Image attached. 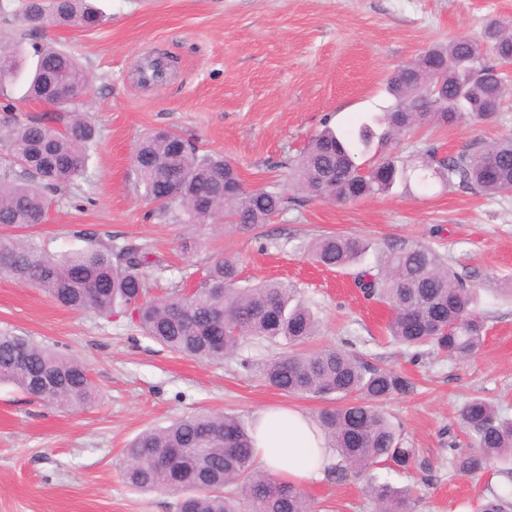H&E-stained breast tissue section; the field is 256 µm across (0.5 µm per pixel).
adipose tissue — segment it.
<instances>
[{"label":"adipose tissue","mask_w":512,"mask_h":512,"mask_svg":"<svg viewBox=\"0 0 512 512\" xmlns=\"http://www.w3.org/2000/svg\"><path fill=\"white\" fill-rule=\"evenodd\" d=\"M250 436L256 463L279 479L302 485L335 459L316 423L300 410L270 405L254 415Z\"/></svg>","instance_id":"obj_1"}]
</instances>
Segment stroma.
<instances>
[{
  "instance_id": "stroma-1",
  "label": "stroma",
  "mask_w": 512,
  "mask_h": 512,
  "mask_svg": "<svg viewBox=\"0 0 512 512\" xmlns=\"http://www.w3.org/2000/svg\"><path fill=\"white\" fill-rule=\"evenodd\" d=\"M22 3L0 0V41L27 52L50 41L75 56L90 77L83 110L96 128L86 177L48 191L45 221L28 231L35 243L51 254L111 239L144 246L160 266L148 279L154 297L193 287L217 256L235 259L243 282L288 283L320 320L311 347H340L413 384L381 409L415 449V464L378 468L379 481L412 487L415 512H474L479 498L511 486L495 470L461 476L450 461L473 443L458 424L468 399H487L512 418V196L487 198L437 179L346 203L296 190L286 211L255 229L199 228L181 207L146 201L133 155L144 134L167 128L233 162L246 187L287 190L292 160L323 126L358 129L390 105L385 87L395 69L449 38L480 35L490 19L512 20V0H94L103 14L97 27L36 30ZM150 57L169 64L151 85L139 76ZM510 133L512 98L492 121L425 126L384 150L415 164L430 147L445 158ZM326 233L371 240L368 266L391 245L437 251L481 290L480 350L459 359L392 340L389 310L355 285L361 266L331 271L309 260L306 245ZM187 237L199 248L186 260ZM0 329L79 358L97 392L75 412L0 384V512H178L176 496L138 491L121 477L122 451L141 431L202 411L246 425L274 402L312 418L336 404L266 384L261 369L278 344L246 339L223 361L200 363L142 336L124 316L63 308L4 274ZM304 489L317 512H375L358 476L326 472Z\"/></svg>"
}]
</instances>
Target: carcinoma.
Returning <instances> with one entry per match:
<instances>
[{
    "mask_svg": "<svg viewBox=\"0 0 512 512\" xmlns=\"http://www.w3.org/2000/svg\"><path fill=\"white\" fill-rule=\"evenodd\" d=\"M36 18L57 26L89 27L100 21L88 0H28L24 21L34 27ZM33 50L36 63L28 70L20 48L0 46L5 55L0 81L24 78L27 96L52 108L21 120L13 115L11 100L0 98L9 153L21 167L19 174L10 167L0 171V273L74 311L110 316L132 310L145 336L201 362L224 359L247 337L283 342L284 351L262 368L271 387L346 400L318 416L338 458L330 472L338 479L367 477L377 512H414L416 499L409 489L380 483L370 474L375 466L398 471L414 466L415 450L403 446L379 410L380 402L410 391L411 382L341 348L302 349L319 334L320 323L311 308L294 301L287 285L242 286L237 262L220 258L195 288L150 298L146 278L156 264L137 246L97 243L55 256L17 233L42 222L45 189L86 177L95 138L81 112L87 71L51 44ZM489 52L501 60L512 57V23L492 20L480 36L452 38L395 70L387 80L391 107L354 137L329 127L316 134L295 163L292 187L316 199L354 202L387 193L414 175L424 185L437 178L490 198L512 195V135L448 159L427 149L421 164L412 167L391 154L367 167L358 163L374 142L384 144L421 126L490 120L512 97V84L487 62ZM376 125L383 128L379 134ZM134 167L147 200L181 206L186 221L196 226L225 217L248 230L288 207L286 193L245 187L232 162L200 153L194 142L173 131L145 136ZM370 248L358 237L328 233L312 240L308 253L318 265L336 269L362 260ZM360 287L366 297L390 308V335L407 347L434 346L462 358L482 344L485 325L475 311L476 286L451 271L431 248L387 247L361 272ZM0 382L57 409H81L96 398L83 362L2 329ZM459 420L474 434L476 446L453 457L454 470L475 477L499 463L512 473V418L477 397L461 408ZM121 475L133 488L180 496L179 512H313L302 489L255 466L249 432L224 413L182 417L144 430L125 448ZM477 512H512V499L493 493L481 500Z\"/></svg>",
    "mask_w": 512,
    "mask_h": 512,
    "instance_id": "1",
    "label": "carcinoma"
}]
</instances>
